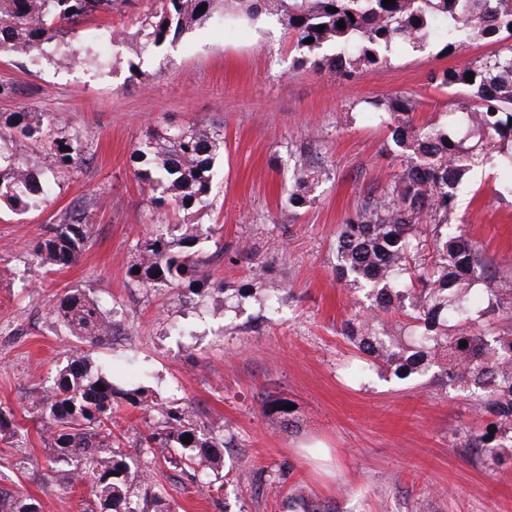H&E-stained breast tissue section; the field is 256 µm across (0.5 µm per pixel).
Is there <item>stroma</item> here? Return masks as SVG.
Masks as SVG:
<instances>
[{"label":"stroma","instance_id":"1","mask_svg":"<svg viewBox=\"0 0 512 512\" xmlns=\"http://www.w3.org/2000/svg\"><path fill=\"white\" fill-rule=\"evenodd\" d=\"M156 6L118 0L113 12L78 26L73 39L89 47L88 64L59 58L34 67L0 56V115L44 113L85 145L76 165L52 176L50 203L0 211V410L13 419L0 431V489L34 497L41 512H93L95 498L85 485H67L68 471L53 464L37 422L55 367L82 357L113 364L129 382L149 368L159 399L189 401L198 423L234 435L221 470L262 472L217 492L157 463L153 476L176 512H287L294 496L331 502L336 512H512V468L487 465L464 446L465 431L481 420L462 389L441 373L406 381L355 375L358 358L340 331L367 299L336 275L340 225L404 165L385 150L390 130L380 103L412 98L417 123L461 134L462 114L430 76L485 57L494 44L472 41L448 55L432 40L341 78L298 66L293 41L272 16L255 25L208 22L177 44L141 52L134 22ZM105 26L128 32V40L101 46ZM211 123L224 128V154L213 204L194 217L216 229L201 250L209 290L142 287L127 270L158 214L131 150L149 129ZM304 145L328 177L307 207L294 210L291 168ZM501 173L500 154L490 153L462 184L456 216L493 262L506 295L512 196L498 193ZM83 207L93 236L78 259L57 271L32 270L33 246L48 226ZM242 244L248 253L227 265L225 252ZM272 282L284 289L273 314L265 308ZM240 286L251 297L237 300ZM75 289L116 309L113 335L90 343L57 321L58 297ZM272 399L292 405V425L263 411ZM145 417L125 402L114 410L134 474L148 468L138 442Z\"/></svg>","mask_w":512,"mask_h":512}]
</instances>
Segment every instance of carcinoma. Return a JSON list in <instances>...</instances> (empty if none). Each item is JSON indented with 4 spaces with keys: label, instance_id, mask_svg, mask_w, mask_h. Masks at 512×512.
I'll return each instance as SVG.
<instances>
[{
    "label": "carcinoma",
    "instance_id": "carcinoma-1",
    "mask_svg": "<svg viewBox=\"0 0 512 512\" xmlns=\"http://www.w3.org/2000/svg\"><path fill=\"white\" fill-rule=\"evenodd\" d=\"M114 0H0V52L34 63L61 54L71 63L88 60V52L64 36ZM235 0L234 17L254 23L275 16L309 64L341 77L387 61L405 47L423 48L431 34H445L443 49L457 50L471 39L501 44L485 58L432 74L436 87L464 95L460 112L468 135L452 136L436 123L414 122L416 101L406 97L383 103L390 119L389 151L404 158L391 190L367 198L341 225L336 243V273L369 290L372 307L345 320L342 336L363 362L359 373L382 370L398 380L416 378L439 367L469 392L483 426L466 433L465 447L497 466H512V325L499 322L504 298L494 264L479 243L455 223L457 191L462 179L483 164L485 147L497 150L512 171V0ZM204 10H199V7ZM336 8L331 12L328 7ZM224 0H158L144 14L136 32L147 50L173 44L207 22H222ZM345 27H338V22ZM323 31H318L319 26ZM311 38L313 43L304 40ZM474 74L473 82L466 73ZM477 138L473 145L471 138ZM0 139L20 144L42 142L40 166L33 168L18 152L0 153V206L14 211L34 208L53 193L47 174L71 167L80 153L79 135L55 130L44 115L12 112L0 116ZM67 147L61 151V147ZM224 150V130L214 124L169 126L149 131L130 158L135 173L160 211L173 204L187 217L210 206L215 164ZM325 171L301 160L294 164L288 206L305 207ZM86 210L68 211L48 227L32 251L40 269L74 263L90 241ZM212 237V228L191 221L154 225L136 242L128 274L156 288L206 291L203 260L194 248ZM140 269L134 273V269ZM407 273L411 285L399 286ZM481 283L486 306L472 312L470 296ZM53 314L76 336L93 341L112 331L113 321L100 304L73 291L60 298ZM455 324L448 325L449 320ZM467 346H460L461 341ZM152 387L124 389L110 378V368L73 359L57 370L41 397L39 423L49 432L61 461L76 463L70 480L92 483L100 512H173L166 491L151 475L140 478L144 490L132 488L125 457L113 449L112 412L116 401L151 408L161 420L141 438L160 458L179 467L195 482L219 465L222 439L201 432L187 405L174 407L151 395ZM192 442L185 444V436ZM290 512H336L329 505L293 500ZM9 508H4V505ZM0 501V512H40L25 495Z\"/></svg>",
    "mask_w": 512,
    "mask_h": 512
}]
</instances>
